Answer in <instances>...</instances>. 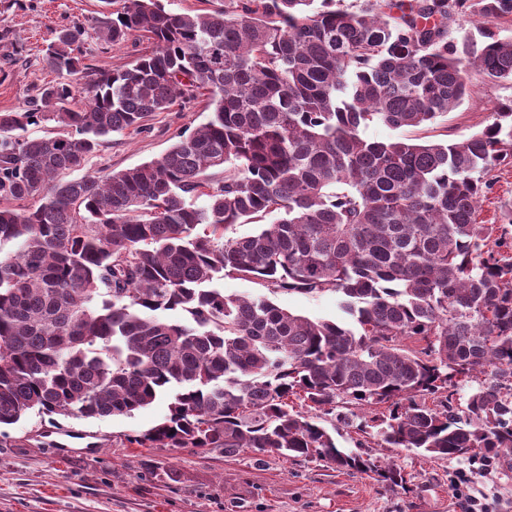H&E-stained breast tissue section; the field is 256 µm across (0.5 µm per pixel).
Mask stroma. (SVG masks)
Returning <instances> with one entry per match:
<instances>
[{
    "label": "stroma",
    "instance_id": "obj_1",
    "mask_svg": "<svg viewBox=\"0 0 512 512\" xmlns=\"http://www.w3.org/2000/svg\"><path fill=\"white\" fill-rule=\"evenodd\" d=\"M102 0H25L0 16L8 41H0V110L23 107L33 89L54 75L44 50L64 25H86L100 16ZM150 40L130 37L109 53L88 37L84 51L106 69L131 66ZM473 93L436 125V133L457 142L481 130L498 103L512 98V85L472 75ZM205 99L158 114L139 134H115L90 161L105 175L159 158L179 131L206 122ZM491 193L477 220L494 234L504 226L503 205L512 204V166L492 173ZM292 313L345 320L335 294L278 293L273 297ZM170 395L128 417L79 419L35 412L7 426L0 435V512H465L466 495L512 512V470L482 461L427 458L400 448H370L380 463L395 462L404 472L401 487H389L374 473L336 470L319 460L292 461L270 455L254 461L195 448H134L127 436L147 432L169 413ZM467 476L466 490L456 480Z\"/></svg>",
    "mask_w": 512,
    "mask_h": 512
}]
</instances>
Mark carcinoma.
<instances>
[{
	"label": "carcinoma",
	"instance_id": "obj_1",
	"mask_svg": "<svg viewBox=\"0 0 512 512\" xmlns=\"http://www.w3.org/2000/svg\"><path fill=\"white\" fill-rule=\"evenodd\" d=\"M105 2L103 48L145 32L152 50L100 71L85 27L63 26L44 56L57 79L0 111V426L130 416L170 393L166 420L129 444L404 483L338 446L328 416L382 448L511 466L512 254L475 213L489 172L512 164V99L458 143L361 130L435 124L473 70L512 84V37L486 28L459 48L448 26L512 18V0H224L204 15ZM201 96L209 119L161 157L86 172L108 136ZM44 121L63 132L27 136ZM229 276L268 293L213 287ZM328 291L351 322L271 299Z\"/></svg>",
	"mask_w": 512,
	"mask_h": 512
}]
</instances>
